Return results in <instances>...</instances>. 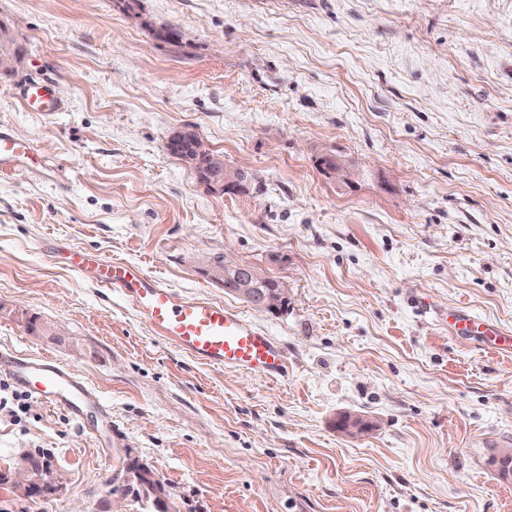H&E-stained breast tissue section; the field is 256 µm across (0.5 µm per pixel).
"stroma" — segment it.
Returning a JSON list of instances; mask_svg holds the SVG:
<instances>
[{"mask_svg":"<svg viewBox=\"0 0 512 512\" xmlns=\"http://www.w3.org/2000/svg\"><path fill=\"white\" fill-rule=\"evenodd\" d=\"M130 2L0 0L24 48L0 129L33 155L0 172V349L55 357L112 415L90 432L36 400L0 412V468L47 449L65 480L47 499L0 486V512H94L131 455L177 512H512L490 464L512 443V351L441 321L462 306L512 330V0ZM42 80L65 111L22 109ZM185 128L244 191L169 153ZM50 240L235 307L287 375L197 363ZM226 251L286 303L200 274ZM342 411L372 428L346 436Z\"/></svg>","mask_w":512,"mask_h":512,"instance_id":"obj_1","label":"stroma"}]
</instances>
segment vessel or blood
Segmentation results:
<instances>
[{"mask_svg":"<svg viewBox=\"0 0 512 512\" xmlns=\"http://www.w3.org/2000/svg\"><path fill=\"white\" fill-rule=\"evenodd\" d=\"M20 99L30 112L65 108L55 84L49 81L24 84ZM30 156L27 143L0 132V171L25 167ZM45 251L52 258L64 257L71 270L92 274L100 287L122 295L158 336L196 361L272 379L284 374L280 344L238 311L206 299L181 297L133 263L112 261L83 249L66 250L54 242L46 243ZM448 328L459 336L486 337L495 349H512L511 331L465 311L449 312ZM0 374L30 397L62 410L77 422H85L91 411L104 419L109 416L101 396L53 357L0 350Z\"/></svg>","mask_w":512,"mask_h":512,"instance_id":"obj_1","label":"vessel or blood"}]
</instances>
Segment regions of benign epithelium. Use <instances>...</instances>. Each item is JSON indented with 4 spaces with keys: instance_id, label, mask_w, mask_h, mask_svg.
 <instances>
[{
    "instance_id": "benign-epithelium-1",
    "label": "benign epithelium",
    "mask_w": 512,
    "mask_h": 512,
    "mask_svg": "<svg viewBox=\"0 0 512 512\" xmlns=\"http://www.w3.org/2000/svg\"><path fill=\"white\" fill-rule=\"evenodd\" d=\"M175 154L191 153L203 161V169L198 178L208 182V186L217 192H223L228 186L241 187L242 179L238 172L224 167V159L212 151L193 130H182L173 135L168 143ZM200 273L209 280L224 287V291L250 301L257 309H265L271 304V298L265 290V273L255 266L239 262L227 253L208 259L200 267ZM341 431L355 436L367 430L369 422L363 417L342 412ZM112 480L125 486L129 493L108 495L101 501L99 512H127L125 505L138 498L140 489L156 481L153 473L144 464L131 459L123 470L116 472ZM0 485L10 488L24 497L56 495L63 487L59 473H50L41 461L28 453L19 457L11 466L0 469Z\"/></svg>"
}]
</instances>
